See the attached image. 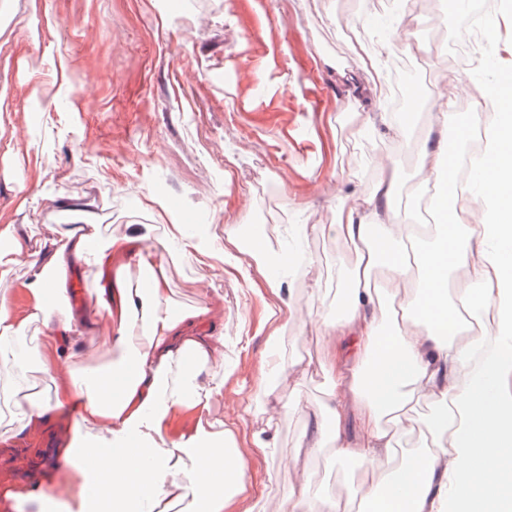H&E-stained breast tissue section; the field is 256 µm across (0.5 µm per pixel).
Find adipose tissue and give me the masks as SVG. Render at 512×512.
I'll return each instance as SVG.
<instances>
[{
	"label": "adipose tissue",
	"instance_id": "obj_1",
	"mask_svg": "<svg viewBox=\"0 0 512 512\" xmlns=\"http://www.w3.org/2000/svg\"><path fill=\"white\" fill-rule=\"evenodd\" d=\"M455 102L454 92L440 93L441 122L452 132L465 122L480 129L496 162L483 170L468 203L449 208L451 248L414 249L415 227L402 223L396 205L395 166L382 169L355 205L336 203L330 230L353 248L355 260L339 270L345 305L323 321L336 339L327 356L332 385L325 403L311 410L298 449L311 457L335 449L337 461L357 460L368 477L347 497L312 494L307 480H299L279 512H512L506 476L512 460V151L503 148L499 113L466 115ZM63 236L65 245L49 263L36 257L29 262L28 317L43 326L34 345L59 352L92 330L86 312L59 314L46 301L51 294L67 299L66 274L75 264L108 270L113 255H125L149 290L126 287L118 276L96 298L97 308L108 311L113 293L122 296L111 338L122 354L121 393L102 396L99 378L71 374L54 402L17 399L21 427L74 402L79 427L106 433V447L93 452L105 486L128 491L140 512H167L186 489L206 483L221 486L207 512H233L249 486L241 478L243 459L232 428L166 448L151 441L171 411L206 410L227 378L221 372L202 382L174 379L187 355L206 363L224 348L223 336L194 330L205 308L177 312L170 303L163 254L174 246L192 256L202 252L201 241L181 224L164 238L142 225L93 247L83 227L67 228ZM245 256L266 271L273 292L280 274L298 267L295 255L267 242L247 247ZM452 268L464 274L455 289L448 286ZM24 339V323L14 322L1 301V366H23ZM422 402L433 407L429 435L421 448L396 460V448L414 429L411 413ZM131 435L138 439L132 452H108V444Z\"/></svg>",
	"mask_w": 512,
	"mask_h": 512
}]
</instances>
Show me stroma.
<instances>
[{
	"label": "stroma",
	"instance_id": "1",
	"mask_svg": "<svg viewBox=\"0 0 512 512\" xmlns=\"http://www.w3.org/2000/svg\"><path fill=\"white\" fill-rule=\"evenodd\" d=\"M0 0V219L12 223L29 250L53 252L61 227L95 224L101 237L149 224L166 236L171 223L193 225L204 253L167 258L172 306H206L199 333L237 337L225 347L232 374L209 407L208 421L239 422L244 478L263 479L262 496L242 512H276L295 468L314 488L348 495L364 475L353 461L297 456L307 405L330 384L322 370L328 347L324 315L336 308V263H351L348 246L329 234L337 197L354 204L377 181L374 160L399 165V206L419 210L418 155L436 125L437 94L457 86L492 85L512 72V12L477 43L475 71L451 66L454 43L435 28L437 0ZM359 20L358 36L345 31ZM391 42L406 54L418 100L402 132L379 125L383 107L372 70L353 50L356 38ZM267 94L255 99L254 79ZM78 197L83 210L58 201ZM308 225L296 239L295 227ZM262 228L273 244L296 241L312 257L305 277L290 276L280 296L296 321L262 324L265 280L239 269L242 234ZM28 262L0 267V300L24 320L31 299ZM302 373L301 407L285 409L287 381L258 386L268 337ZM11 401L0 393V512H139L133 501L78 496L71 477L80 458L56 469L49 497L46 454L90 446L77 413L52 412L38 429L19 430ZM272 450L255 454L257 439ZM24 458L29 484L15 483L10 460Z\"/></svg>",
	"mask_w": 512,
	"mask_h": 512
}]
</instances>
